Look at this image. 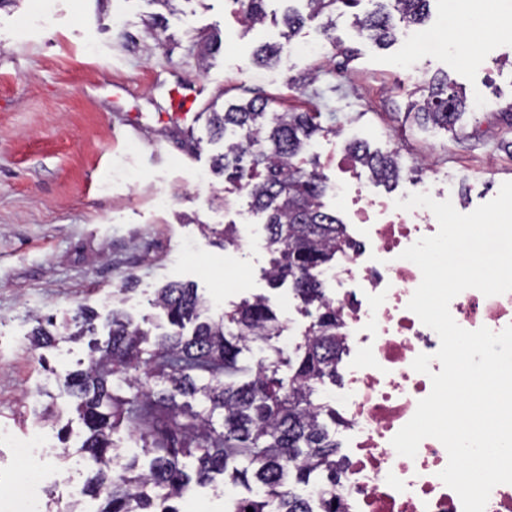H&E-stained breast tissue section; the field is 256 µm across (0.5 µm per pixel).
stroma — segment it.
Instances as JSON below:
<instances>
[{
	"mask_svg": "<svg viewBox=\"0 0 512 512\" xmlns=\"http://www.w3.org/2000/svg\"><path fill=\"white\" fill-rule=\"evenodd\" d=\"M445 0L415 41L385 47L363 37L351 12L337 9V45L328 53L295 54L280 19L248 29L231 0H188L169 16L170 37L147 33L148 0H20L0 10V487L41 474V512H67L69 483L89 473L75 460L84 429L64 390V376L86 368L87 341L56 340L33 349L37 321L64 326L94 311L105 341L113 294L147 328L168 323L152 301L169 282L189 283L212 317L256 295L269 297L286 324L276 345L291 349L310 324L291 284L270 288L272 254L263 222L250 214L246 191L211 171L198 113L214 99L276 98L280 110L321 113L324 133L304 154L334 185L343 172L337 146L367 143L399 149L404 176L380 192L409 189L410 177L437 170L457 186L465 212L492 200L512 181V0H457L460 14L490 12L493 29L448 27ZM124 20L115 23V9ZM219 31L223 46L199 69L192 46ZM471 47L449 54V42ZM277 44L269 65L251 61L262 43ZM448 74L469 104L454 131L407 120L429 81ZM315 75L288 89L289 78ZM203 88L194 116L176 117L178 94ZM487 107L476 110L475 99ZM237 226L238 244L217 245L206 226ZM48 447L24 459L15 444L31 434Z\"/></svg>",
	"mask_w": 512,
	"mask_h": 512,
	"instance_id": "1",
	"label": "stroma"
}]
</instances>
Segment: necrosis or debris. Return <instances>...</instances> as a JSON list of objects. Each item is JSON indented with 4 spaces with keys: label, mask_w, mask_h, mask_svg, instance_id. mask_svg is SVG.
I'll return each instance as SVG.
<instances>
[{
    "label": "necrosis or debris",
    "mask_w": 512,
    "mask_h": 512,
    "mask_svg": "<svg viewBox=\"0 0 512 512\" xmlns=\"http://www.w3.org/2000/svg\"><path fill=\"white\" fill-rule=\"evenodd\" d=\"M413 192L438 201L458 198L454 184L435 177L416 181L397 197L376 192L367 178L335 186L348 239L325 275L343 320L344 383L335 400L346 455L336 488L339 512H463L457 493L439 477L448 463L440 441L423 439L412 459L391 444L432 389L430 374L416 372L412 362L422 353L432 357L440 346L437 333L408 308L422 274L401 254L439 228L427 208H396V200ZM450 312L464 329L501 331L512 324V291L488 297L464 290Z\"/></svg>",
    "instance_id": "4bbe7bcc"
}]
</instances>
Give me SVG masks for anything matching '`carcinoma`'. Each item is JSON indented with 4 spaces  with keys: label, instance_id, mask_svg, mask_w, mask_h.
Instances as JSON below:
<instances>
[{
    "label": "carcinoma",
    "instance_id": "carcinoma-1",
    "mask_svg": "<svg viewBox=\"0 0 512 512\" xmlns=\"http://www.w3.org/2000/svg\"><path fill=\"white\" fill-rule=\"evenodd\" d=\"M378 5L354 16V24L369 39L386 45L394 39L393 15L407 24L424 18L430 0H305L303 16L290 9L283 17L288 37L306 21L326 18L321 32L335 43L332 14L336 5L354 8L362 2ZM245 23H264L273 0H236ZM218 34L196 37L199 66L219 52ZM464 102L448 85L434 79L416 118L451 130ZM209 137L224 141V150L212 159L213 171L248 190L253 212L264 219L266 246L276 257L267 271L272 287L288 281L304 307L315 317L295 345L288 360L291 374L277 377L282 351L262 358L249 381L226 382L223 376L238 369L242 352L253 344L267 345L281 335L283 324L268 299L245 300L218 320L208 316V305L197 290L171 282L158 289L153 300L168 323L178 331L151 335L123 310L112 307L106 345L92 355L86 369L68 374L64 386L76 402V412L87 436L80 451L96 475L80 491L101 502L98 512H179L177 502L215 473L224 485L243 487L248 496H225L224 512H336V487L342 469L336 436V410L315 398L319 387L336 383L340 347L336 331L340 318L326 296L323 274L344 240V224L336 212L324 208L327 186L315 168L298 163L310 140L324 127L310 112H281L273 99L203 108ZM355 159L380 183L400 179L397 153L370 151L361 141L349 143ZM222 247L236 245L234 225L209 228ZM77 340L95 330L93 318L82 313L73 318ZM192 332L184 334L187 325ZM31 344L42 348L56 341L55 334L39 324ZM124 383L128 394L112 389V378ZM201 398L203 412L186 402ZM143 441L148 467L136 459L121 471L108 461L119 453L111 435L122 422ZM322 483L317 506L299 488Z\"/></svg>",
    "mask_w": 512,
    "mask_h": 512
}]
</instances>
